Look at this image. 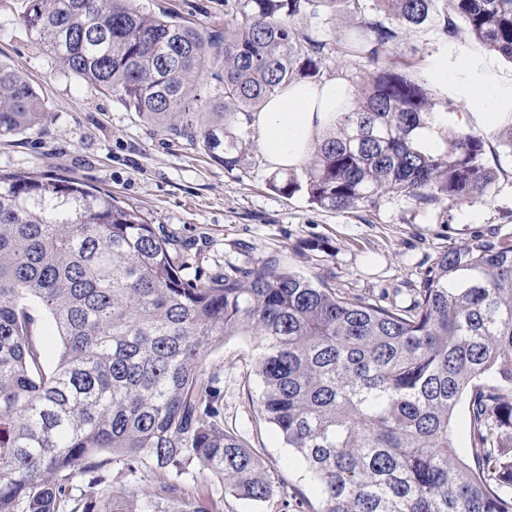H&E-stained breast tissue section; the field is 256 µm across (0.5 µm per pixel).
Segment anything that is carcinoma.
Wrapping results in <instances>:
<instances>
[{
    "mask_svg": "<svg viewBox=\"0 0 512 512\" xmlns=\"http://www.w3.org/2000/svg\"><path fill=\"white\" fill-rule=\"evenodd\" d=\"M199 27L126 0H29L27 30L69 73L212 161L235 168L240 117L330 59L354 107L315 143L302 175L270 186L325 210L396 194L425 207L490 194L506 170L482 136L448 122L426 89L381 55L401 29L433 23L512 61V0H224ZM347 13L345 42L313 22ZM374 68L353 72L349 59ZM48 107L0 63V138L42 125ZM176 240L83 183L0 172V512H162L189 469L224 494L305 512L277 489L245 438L224 427L227 336L259 337L257 407L300 458L316 512H512V240L439 254L409 305L387 308L272 260L191 276ZM47 322L56 363L38 341ZM468 399L456 446L458 405ZM152 475L150 490L112 479ZM83 488L72 494L74 479Z\"/></svg>",
    "mask_w": 512,
    "mask_h": 512,
    "instance_id": "cac0c4a2",
    "label": "carcinoma"
}]
</instances>
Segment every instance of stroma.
<instances>
[{
    "label": "stroma",
    "mask_w": 512,
    "mask_h": 512,
    "mask_svg": "<svg viewBox=\"0 0 512 512\" xmlns=\"http://www.w3.org/2000/svg\"><path fill=\"white\" fill-rule=\"evenodd\" d=\"M27 0H0V62L24 75L48 106L42 125L0 139V171L64 176L109 194L139 211L162 234L186 248L190 274L210 275L233 264L252 267L271 258L305 277L341 291L405 305L437 256L479 237H512V161L497 130L484 133L488 164H501L491 195L448 208H424L396 195L376 206L334 212L311 205L304 192L274 191L258 136H251L239 166L227 169L190 142L166 135L119 99L50 61L21 17ZM161 14L172 12L202 26L224 23V0H129ZM471 52L470 39H450L433 25L409 28L384 58L410 67L436 112L458 116L464 105L442 94L427 77L439 50ZM256 337H226L214 347L206 373H219L224 423L244 435L275 482L305 495L312 483L295 454L260 416L261 379L254 369ZM182 497L222 500L224 512H278L275 502L225 497L221 479L186 475Z\"/></svg>",
    "instance_id": "1"
}]
</instances>
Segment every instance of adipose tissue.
<instances>
[{"mask_svg":"<svg viewBox=\"0 0 512 512\" xmlns=\"http://www.w3.org/2000/svg\"><path fill=\"white\" fill-rule=\"evenodd\" d=\"M428 76L440 91L467 107L458 124L495 127L512 112V70L446 52L429 59ZM351 90L343 80L299 82L283 88L253 113L259 147L271 169L288 171L304 162L315 141L344 110Z\"/></svg>","mask_w":512,"mask_h":512,"instance_id":"1","label":"adipose tissue"}]
</instances>
